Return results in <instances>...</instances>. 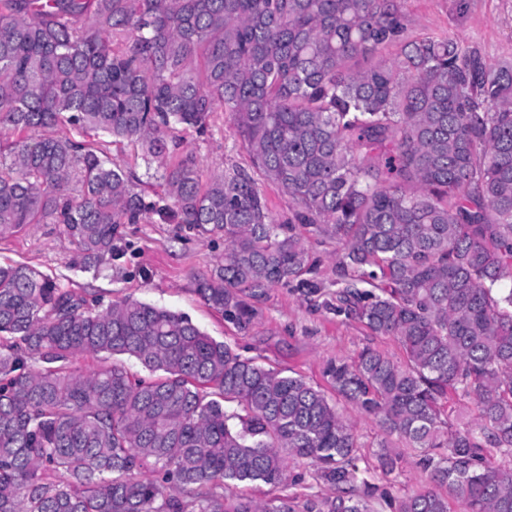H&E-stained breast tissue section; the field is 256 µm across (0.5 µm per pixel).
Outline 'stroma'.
<instances>
[{"instance_id": "35a3bbf8", "label": "stroma", "mask_w": 512, "mask_h": 512, "mask_svg": "<svg viewBox=\"0 0 512 512\" xmlns=\"http://www.w3.org/2000/svg\"><path fill=\"white\" fill-rule=\"evenodd\" d=\"M402 12L409 31L464 40L477 46L489 64L512 59V0H404ZM184 149L196 155L206 180L251 165L225 112L215 113L210 131L188 134ZM117 247L116 256L100 266H75L71 263L74 248L63 226L34 224L0 238V263L37 267L106 302L131 296L184 313L243 356L299 373L320 386L326 383L322 370L328 360L355 357L365 345L378 347L395 360L404 358L392 338L371 335L360 323L324 309L321 297L304 296L292 283L269 289L249 327L240 329L224 320L197 292L199 278L210 273L224 252L223 235L150 214L140 223L120 225ZM353 420L361 445V476L395 498L428 488V481L415 466L414 452L408 450L394 474L385 477L376 472L375 454L384 431L374 418L357 414Z\"/></svg>"}]
</instances>
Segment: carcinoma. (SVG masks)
I'll use <instances>...</instances> for the list:
<instances>
[{
	"mask_svg": "<svg viewBox=\"0 0 512 512\" xmlns=\"http://www.w3.org/2000/svg\"><path fill=\"white\" fill-rule=\"evenodd\" d=\"M401 2L0 0V236L61 224L89 267L148 213L222 232L198 293L244 327L278 284L319 292L303 232L336 243V312L406 360L366 346L324 377L434 485L388 506L512 512V470L486 465L490 448L512 457V61L408 32ZM216 112L254 172L203 185L176 154ZM118 142L142 176L109 159ZM255 173L292 200L288 222ZM452 400L474 404L472 422L451 419ZM357 448L325 389L188 316L103 308L0 264V512H371ZM401 458L379 444L382 474ZM292 461L328 493H285Z\"/></svg>",
	"mask_w": 512,
	"mask_h": 512,
	"instance_id": "carcinoma-1",
	"label": "carcinoma"
}]
</instances>
